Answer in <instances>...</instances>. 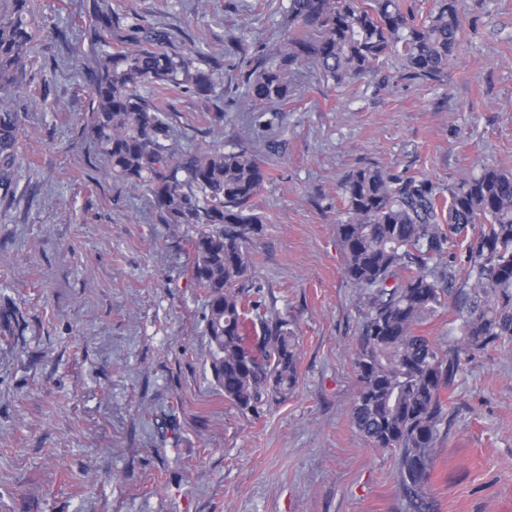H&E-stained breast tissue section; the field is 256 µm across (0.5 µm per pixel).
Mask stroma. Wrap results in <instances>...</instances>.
I'll list each match as a JSON object with an SVG mask.
<instances>
[{
    "instance_id": "35a3bbf8",
    "label": "stroma",
    "mask_w": 512,
    "mask_h": 512,
    "mask_svg": "<svg viewBox=\"0 0 512 512\" xmlns=\"http://www.w3.org/2000/svg\"><path fill=\"white\" fill-rule=\"evenodd\" d=\"M91 4L35 0L39 58L18 80L36 105L0 198V512H413L396 451L350 420L366 308L336 236L342 184L378 166L444 194L483 166L512 170V0H462L442 81L388 62L334 86L310 66L265 112L244 108L236 44L277 42L289 0H112L121 25L203 48L213 92L166 98L179 145H277L261 154L253 261L262 318L298 328L299 383L256 415L214 385L188 240L113 182L85 130L93 62L69 46ZM433 456L424 512H512V344L467 365Z\"/></svg>"
}]
</instances>
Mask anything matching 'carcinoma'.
Here are the masks:
<instances>
[{"mask_svg": "<svg viewBox=\"0 0 512 512\" xmlns=\"http://www.w3.org/2000/svg\"><path fill=\"white\" fill-rule=\"evenodd\" d=\"M461 0H435L421 19L402 0H290L279 42L260 55L238 44L247 63L245 99L252 109L288 102L290 76L313 65L325 82L346 85L393 58L404 75L448 74L461 33ZM42 16L31 0H0V88L35 61ZM76 56L92 53L88 134L112 179L149 197L159 220L191 233L190 266L203 290L209 368L224 399L241 413L284 400L299 382L298 329L286 319L256 330L260 289L251 243L262 232L256 212L268 175L253 148L220 144L177 152L170 113L155 103L176 89L215 87L193 56L168 47L155 28L114 26L112 2L93 0ZM29 101L0 99V189L12 172L22 114ZM346 220L336 225L344 272L364 290L354 367L360 390L353 426L371 448L398 452L400 485L420 506L438 426L464 365L476 354L512 343V173L494 166L437 194L426 179L375 166L343 185ZM480 225L472 235L468 228ZM457 289L460 335L445 347L422 327L447 286Z\"/></svg>", "mask_w": 512, "mask_h": 512, "instance_id": "obj_1", "label": "carcinoma"}]
</instances>
